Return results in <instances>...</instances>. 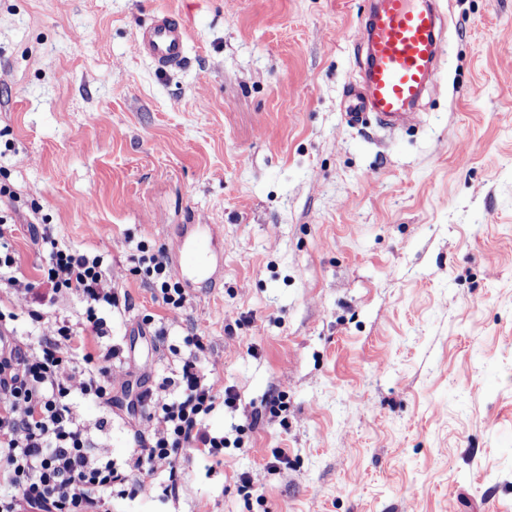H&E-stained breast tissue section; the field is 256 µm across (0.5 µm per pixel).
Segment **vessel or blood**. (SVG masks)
I'll use <instances>...</instances> for the list:
<instances>
[{"label":"vessel or blood","mask_w":512,"mask_h":512,"mask_svg":"<svg viewBox=\"0 0 512 512\" xmlns=\"http://www.w3.org/2000/svg\"><path fill=\"white\" fill-rule=\"evenodd\" d=\"M442 22L436 0H376L359 26L362 78L344 93L347 125L370 117L395 131L418 121L417 108L424 94L437 88L439 62L446 54ZM134 45L159 72L180 70L187 62V27L178 16L161 11L139 28ZM212 249L208 238L183 244L177 271L195 269Z\"/></svg>","instance_id":"b4317fda"}]
</instances>
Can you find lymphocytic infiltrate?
<instances>
[{"label":"lymphocytic infiltrate","mask_w":512,"mask_h":512,"mask_svg":"<svg viewBox=\"0 0 512 512\" xmlns=\"http://www.w3.org/2000/svg\"><path fill=\"white\" fill-rule=\"evenodd\" d=\"M15 225L0 216V512H99L116 486L129 495L150 494L154 473L174 470L190 453L216 456L224 446L207 423L217 400L235 396L218 376L200 366L202 337H190L195 354L184 360L172 384L173 401L162 404L154 431L136 440L125 465L104 452H92L88 430L74 411L77 398L112 402L114 348L100 346L106 333L104 312L127 304V294L112 286V267L104 256L62 246L51 225L40 235L45 263L37 278L20 270L12 246ZM153 279L156 301L169 312L182 311L188 296L168 268L164 252L131 255ZM78 296L85 306L75 320L52 313L59 294ZM27 309L35 339L17 343L16 307ZM98 342L90 352L89 342Z\"/></svg>","instance_id":"1"}]
</instances>
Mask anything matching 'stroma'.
Here are the masks:
<instances>
[{
	"mask_svg": "<svg viewBox=\"0 0 512 512\" xmlns=\"http://www.w3.org/2000/svg\"><path fill=\"white\" fill-rule=\"evenodd\" d=\"M369 5L0 0L20 268L51 224L129 294L113 402L75 407L93 445L122 464L154 429L137 397L187 333L237 396L207 418L222 461L182 457L176 497L117 487L107 512H512V0H441L443 80L398 136L344 123ZM162 9L188 26L169 74L134 49ZM203 224L214 282L167 312L129 256L175 258Z\"/></svg>",
	"mask_w": 512,
	"mask_h": 512,
	"instance_id": "35a3bbf8",
	"label": "stroma"
}]
</instances>
